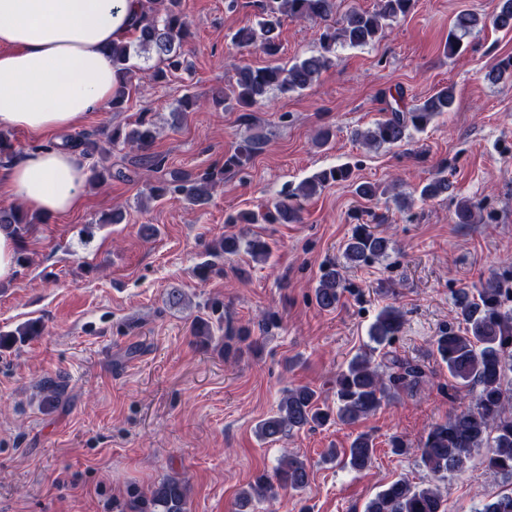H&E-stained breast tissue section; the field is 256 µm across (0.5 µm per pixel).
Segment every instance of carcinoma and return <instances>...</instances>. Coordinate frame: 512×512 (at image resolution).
Segmentation results:
<instances>
[{
	"label": "carcinoma",
	"mask_w": 512,
	"mask_h": 512,
	"mask_svg": "<svg viewBox=\"0 0 512 512\" xmlns=\"http://www.w3.org/2000/svg\"><path fill=\"white\" fill-rule=\"evenodd\" d=\"M415 0H376L372 10L352 8L344 16L326 26L320 35V50L288 67L244 65L238 68L231 87L219 101L234 100L243 110L262 103L273 89L283 92L304 90L317 79L321 71L336 54V47L349 45L366 46L379 41L388 23L406 16ZM335 0H271L261 19L252 26L236 30L231 45L237 49L255 47L268 57L280 52L278 29L283 18L297 20L319 19L327 21L333 14ZM491 21L494 27L512 30V0H498L490 18L477 13L459 14L448 32L447 51L452 55L459 49L460 37ZM188 28L181 10V0H148V10L142 24L129 40L111 49L112 66L121 75V84L112 98V109L122 108L130 93L135 65L133 56L153 52L159 64L145 68L150 77L163 80L184 64L183 43ZM491 82H512V58L503 60L486 73ZM394 105L389 115L365 131H355L354 139L369 147L396 145L409 137V129L424 130L435 118L451 110L455 96L453 87L444 86L420 103L404 105V91L396 90ZM157 130L152 122L140 118L124 132L112 129L106 136L109 144L123 141L144 152L140 160L147 161L145 154L154 144ZM100 139L90 135L66 142L71 148L81 150L89 157L104 156L107 149ZM257 138L244 141L235 153L227 157L224 165L193 177L180 172L148 189V197L157 200L183 199L199 205L207 200L210 190L226 169H243L257 151ZM352 171L347 166L324 169L315 176L301 181L296 187L282 193L261 211H239L226 218L228 224H296L301 221V201L308 200L318 191L333 183L350 181ZM128 181L131 174L108 166H95L90 181L105 183L110 179ZM448 177L439 174L423 185L420 197L432 199L448 191ZM475 205L462 198L456 204L455 223L471 224L475 220ZM42 216L14 207L0 210V229L6 228L17 240H22L32 224ZM388 248V240L377 236L367 225H359L345 244L344 256L359 264L366 263ZM240 249V239L226 234L206 246L211 259L196 267V275L202 281L214 275L224 274L218 260L235 255ZM248 254L256 261H265L271 254L268 242L256 237L247 244ZM345 289L344 278L337 266L330 264L322 269L315 301L323 311L336 309ZM512 297L511 288H503L493 280L475 290L459 289L453 298L456 319L463 329L444 328L432 341V352L448 367L452 388L456 391L477 388L470 404L457 411L443 423L433 425L421 447V461L439 478L462 469L465 460L476 448H488L486 465L489 469L512 476V308L506 301ZM403 327V314L391 305L383 307L369 329L371 341L379 346L393 343ZM191 329L196 342L211 346L214 339L245 340L250 328L237 329L224 326V302L218 298L206 305V313L192 319ZM42 326L31 321L12 331L0 332V349H10L16 344L30 341L41 335ZM427 373L422 365L393 356L377 362L371 353H360L350 359L345 369L336 375V408L318 405L316 391L307 386L291 387L284 391L276 410L260 420L257 434L267 442H278L306 426H323L330 422L353 425L374 413L385 401L402 392H418L426 381ZM66 388L62 377H49L40 385L43 402L56 406ZM374 454L371 436L358 434L343 449V460L357 470L370 465ZM309 484L306 464L297 457L285 456L273 474L261 473L242 489L237 496L238 512H244L253 501H274L279 491H300ZM189 497L188 481L177 476L162 478L149 494H133L127 502H112L113 512H187ZM365 512H445L441 493L436 487L417 488L404 479L391 482L366 505ZM479 512H512V493L501 494L483 504Z\"/></svg>",
	"instance_id": "carcinoma-1"
}]
</instances>
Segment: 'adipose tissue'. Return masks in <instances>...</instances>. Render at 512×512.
I'll list each match as a JSON object with an SVG mask.
<instances>
[{
    "instance_id": "adipose-tissue-1",
    "label": "adipose tissue",
    "mask_w": 512,
    "mask_h": 512,
    "mask_svg": "<svg viewBox=\"0 0 512 512\" xmlns=\"http://www.w3.org/2000/svg\"><path fill=\"white\" fill-rule=\"evenodd\" d=\"M145 0H0V127L42 138L71 129L118 86L110 49L140 25ZM88 161L58 146L0 167V188L48 216L84 202Z\"/></svg>"
}]
</instances>
